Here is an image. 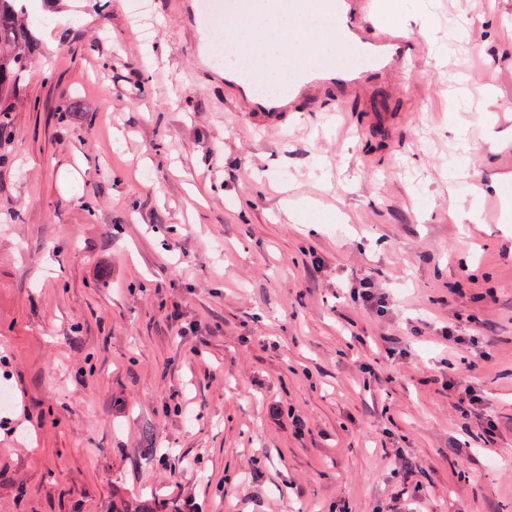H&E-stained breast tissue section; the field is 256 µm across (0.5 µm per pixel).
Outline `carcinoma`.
<instances>
[{
  "instance_id": "obj_1",
  "label": "carcinoma",
  "mask_w": 512,
  "mask_h": 512,
  "mask_svg": "<svg viewBox=\"0 0 512 512\" xmlns=\"http://www.w3.org/2000/svg\"><path fill=\"white\" fill-rule=\"evenodd\" d=\"M20 0H0V139L11 133L9 93L21 88L29 62V45L34 41L29 14Z\"/></svg>"
}]
</instances>
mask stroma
Here are the masks:
<instances>
[{
  "label": "stroma",
  "mask_w": 512,
  "mask_h": 512,
  "mask_svg": "<svg viewBox=\"0 0 512 512\" xmlns=\"http://www.w3.org/2000/svg\"><path fill=\"white\" fill-rule=\"evenodd\" d=\"M146 2L137 19L133 0H56L11 100L0 512H413L417 488L429 512H512V0H392L389 17L372 0L367 23L411 34L410 81L324 90L275 133L243 113L219 42L197 54L191 0ZM459 73L478 86L457 101L465 153L444 97ZM491 188L501 223H453ZM365 277L384 314L350 300ZM470 313L474 345L435 343ZM380 336L408 356L377 355ZM479 353L488 449L433 382Z\"/></svg>",
  "instance_id": "35a3bbf8"
}]
</instances>
